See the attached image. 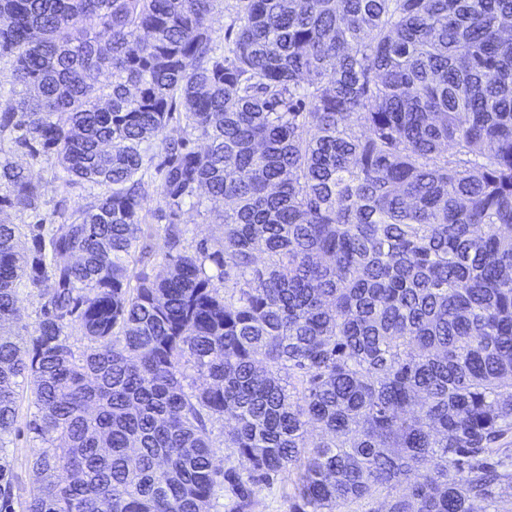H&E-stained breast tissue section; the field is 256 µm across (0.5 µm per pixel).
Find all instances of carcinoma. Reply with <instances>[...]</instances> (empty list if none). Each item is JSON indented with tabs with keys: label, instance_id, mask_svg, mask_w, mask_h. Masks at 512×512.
<instances>
[{
	"label": "carcinoma",
	"instance_id": "1",
	"mask_svg": "<svg viewBox=\"0 0 512 512\" xmlns=\"http://www.w3.org/2000/svg\"><path fill=\"white\" fill-rule=\"evenodd\" d=\"M216 2L0 0V141L102 188L26 253L0 224V512L25 377V512H255L287 475L289 512H509L512 0H239L221 41ZM200 189L223 233L189 249ZM2 205L42 191L0 158ZM20 293L19 301L17 303L18 318L20 325H28L32 328L39 316L40 300L38 293L34 289H25ZM36 409L30 387L25 383L20 389L19 414L11 434L6 437V448L13 458L12 499L15 512H22L31 490L38 481L28 466L29 457L41 448L42 442L29 430ZM228 425H229V421L227 419H225V418H224L223 421H218L215 424V428H214V432H213V438H214V441H215V445L217 447H220V448H215L216 449L215 464L220 469H227V468H230V467H234V468H237V469H242L244 462L238 460V458H236V457L228 458L227 457V452L224 451V447L222 445V441L224 439L223 438L224 426L227 427Z\"/></svg>",
	"mask_w": 512,
	"mask_h": 512
}]
</instances>
